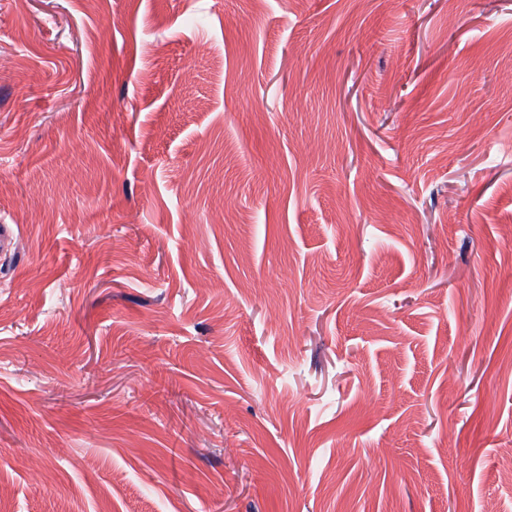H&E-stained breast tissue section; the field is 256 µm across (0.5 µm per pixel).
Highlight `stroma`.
Here are the masks:
<instances>
[{"mask_svg":"<svg viewBox=\"0 0 512 512\" xmlns=\"http://www.w3.org/2000/svg\"><path fill=\"white\" fill-rule=\"evenodd\" d=\"M512 0H0V512H512Z\"/></svg>","mask_w":512,"mask_h":512,"instance_id":"1","label":"stroma"}]
</instances>
